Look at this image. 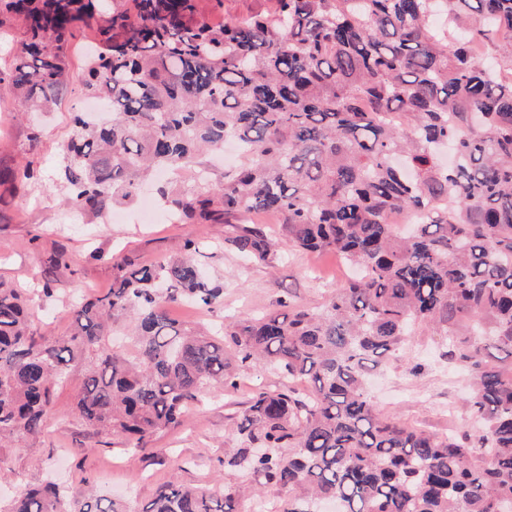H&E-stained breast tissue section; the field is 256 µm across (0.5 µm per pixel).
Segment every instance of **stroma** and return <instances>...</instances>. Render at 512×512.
<instances>
[{"mask_svg":"<svg viewBox=\"0 0 512 512\" xmlns=\"http://www.w3.org/2000/svg\"><path fill=\"white\" fill-rule=\"evenodd\" d=\"M275 0H201L200 9L215 22L274 10ZM88 98L72 92L51 112H26L11 88L0 85V168L31 166L40 175L15 195L0 198V280L33 289V326L42 334L66 335L69 301L91 298L111 287L114 261L151 263L184 253L186 241L205 242L199 262L224 287V304L209 311L190 305L173 309V316L198 320L219 329L228 315L258 316L279 309L293 296L301 305L321 308L336 288L352 276L334 255L307 252L282 244L265 262H251L224 246L226 224H175L168 221V204L152 224L138 222L135 205L124 206L125 217L113 221L114 207L82 224H67L60 182L62 148L72 134L75 113L86 111ZM71 255L68 265L51 266L58 247ZM50 279L52 298L36 293ZM445 337L431 327H419L402 348L369 378V392L378 411L404 424L435 433L463 432L467 415L462 399L468 373L440 359ZM419 374H411L413 364ZM241 384L232 394L215 388L185 417L182 425L153 438L146 452L121 445L99 446L73 409V382L58 386L53 410L37 438L0 447V512H6L17 491L51 479L66 500L82 501L98 494L116 499L124 512H141L158 487L169 481L198 486H232L239 473L219 465L225 449L238 445L231 417L244 408L255 380L276 384L264 368L240 371Z\"/></svg>","mask_w":512,"mask_h":512,"instance_id":"35a3bbf8","label":"stroma"}]
</instances>
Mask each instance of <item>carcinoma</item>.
Segmentation results:
<instances>
[{"label": "carcinoma", "mask_w": 512, "mask_h": 512, "mask_svg": "<svg viewBox=\"0 0 512 512\" xmlns=\"http://www.w3.org/2000/svg\"><path fill=\"white\" fill-rule=\"evenodd\" d=\"M88 27L95 53L85 95L112 122L75 115L61 179L66 206L98 214L137 200L157 169L238 143L224 182L175 189L180 220L283 217L282 236L333 251L360 270L312 311L228 317L224 333L170 316L212 309L223 285L189 240L177 259L123 260L112 288L73 302L68 334L32 326L26 290L0 282V442L38 436L57 386L75 369L81 419L102 445L148 449L215 384L236 388L245 363L282 384L258 386L224 449L238 487L169 482L141 512H246L263 491L280 512H512V0H276L273 12L215 24L197 0H0L14 31L8 84L33 112L68 92L67 49ZM402 121L391 124L387 116ZM33 180L0 168V186ZM393 212H424L409 233ZM250 261L278 242L259 228L224 238ZM127 320V347L112 346ZM448 337L469 372L473 428L437 436L380 415L369 370L416 326ZM502 353L494 356L491 350ZM8 512H121L107 496L69 503L48 481Z\"/></svg>", "instance_id": "obj_1"}]
</instances>
